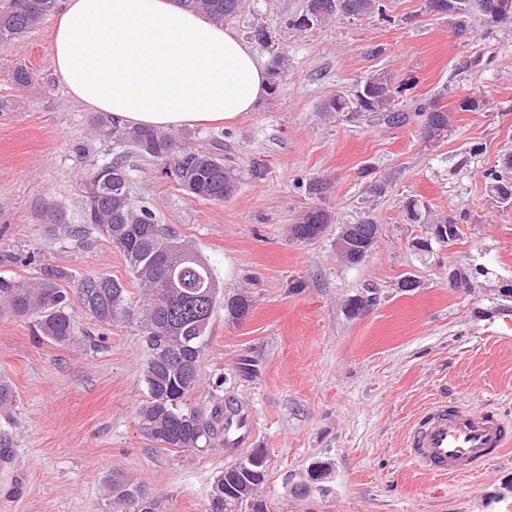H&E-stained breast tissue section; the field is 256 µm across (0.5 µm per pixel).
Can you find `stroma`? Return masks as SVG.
Masks as SVG:
<instances>
[{"label":"stroma","instance_id":"stroma-1","mask_svg":"<svg viewBox=\"0 0 512 512\" xmlns=\"http://www.w3.org/2000/svg\"><path fill=\"white\" fill-rule=\"evenodd\" d=\"M385 2L386 16L306 30L294 22L307 0H248L228 27L270 70L269 90L235 121L189 130L194 145L223 143L242 175L237 191L204 201L133 158V192L196 246L224 297L251 301L241 320L216 310L189 403L252 405L268 512H512V448L476 475L448 480L416 474L401 446L443 397L512 422V342L474 338L487 316L512 322V297L499 294L512 285V207H498L483 177L512 153V30L475 15L460 35L424 0ZM55 20L0 43V277L29 280L57 267L77 282L105 274L129 285V267L108 242L94 234L76 242L45 221L52 205L77 215L82 177L115 156L93 133V110L54 71ZM258 27L266 41L254 40ZM20 65L31 75L24 87L13 79ZM377 71L394 74L400 101L454 111L448 134L425 140L416 117L392 127L368 113L325 116L327 99ZM466 98L477 111L459 110ZM378 179L389 187L374 198ZM314 181L321 194L310 192ZM410 199L431 217L454 218L459 239L414 247L426 228L409 223ZM315 206L331 224L295 238L293 224ZM368 215L382 234L360 264H347L336 238ZM454 269L465 280H451ZM408 277L415 287H403ZM78 322L84 338L60 346L34 336L29 321L0 316V375L17 397L0 415V512H106L103 483L114 472L138 477L164 512H205L234 458L219 442L183 453L144 439V336L133 322L103 329L83 314ZM101 333L103 346L91 347L89 336ZM315 462L326 476L300 493Z\"/></svg>","mask_w":512,"mask_h":512}]
</instances>
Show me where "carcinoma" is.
Masks as SVG:
<instances>
[{
  "label": "carcinoma",
  "instance_id": "carcinoma-1",
  "mask_svg": "<svg viewBox=\"0 0 512 512\" xmlns=\"http://www.w3.org/2000/svg\"><path fill=\"white\" fill-rule=\"evenodd\" d=\"M184 6L201 10L217 23L233 19L245 0H179ZM496 0H427L428 9L454 16L463 28L473 11L493 25L512 27V10L505 13L494 7ZM55 0H0V42L24 34L40 24L54 9ZM386 16L382 0H307L306 19L297 25L312 28L335 17L361 18L370 14ZM393 74L374 73L353 92H339L328 99L323 111L330 115L348 112H373L384 123L397 126L408 119L399 106ZM425 113L424 133L429 140L447 133L453 117L436 107H415ZM94 133L112 141L119 153L93 168L82 182V204L78 223L53 206L50 223L63 234L80 240L89 234L104 238L129 266L137 287L136 303L130 302L128 289L104 275L83 279L76 296L80 310L101 324L136 320L146 337L149 355L144 368L147 397L137 410L142 437L166 449L183 452L204 448L224 435V407L211 409L187 406L200 384V359L209 341L212 319L220 301L218 284L210 265L194 246L175 235L167 224H160L154 212L137 200L131 187L128 157L148 158L162 174L174 179L187 193L212 202L230 198L241 180L240 172L224 160V155L199 149L175 135L160 130L130 127L108 113L94 118ZM488 195L498 204L512 206V155L500 168L485 173ZM410 221L444 228L437 235L439 244L459 237L456 222L432 220L422 213L417 200L405 205ZM330 223L329 213L318 207L307 210L293 227L300 240H311ZM357 249L370 253L381 225L365 220ZM71 274L46 268L41 276L28 281L0 277V312L34 318L33 334L58 345H67L79 335L77 313L65 283ZM232 318L250 308V300L237 295L223 301ZM15 392L11 382L0 377V409L13 406ZM266 453L257 448L224 470L223 479L214 481L206 512H224V496L236 492L243 496L247 512H267L257 498L267 476ZM105 500L112 512H161L160 500L130 475L113 474L104 482Z\"/></svg>",
  "mask_w": 512,
  "mask_h": 512
}]
</instances>
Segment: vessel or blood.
Segmentation results:
<instances>
[{"label":"vessel or blood","instance_id":"b4317fda","mask_svg":"<svg viewBox=\"0 0 512 512\" xmlns=\"http://www.w3.org/2000/svg\"><path fill=\"white\" fill-rule=\"evenodd\" d=\"M256 432L253 410L234 398L224 401V450L250 447ZM403 445L412 466L424 475L457 479L512 445V425L496 412L445 399L429 406L408 429Z\"/></svg>","mask_w":512,"mask_h":512}]
</instances>
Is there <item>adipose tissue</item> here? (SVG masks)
<instances>
[{"label":"adipose tissue","mask_w":512,"mask_h":512,"mask_svg":"<svg viewBox=\"0 0 512 512\" xmlns=\"http://www.w3.org/2000/svg\"><path fill=\"white\" fill-rule=\"evenodd\" d=\"M50 52L74 99L133 127L230 122L268 85L247 42L175 0H63Z\"/></svg>","instance_id":"ef3b65f1"}]
</instances>
